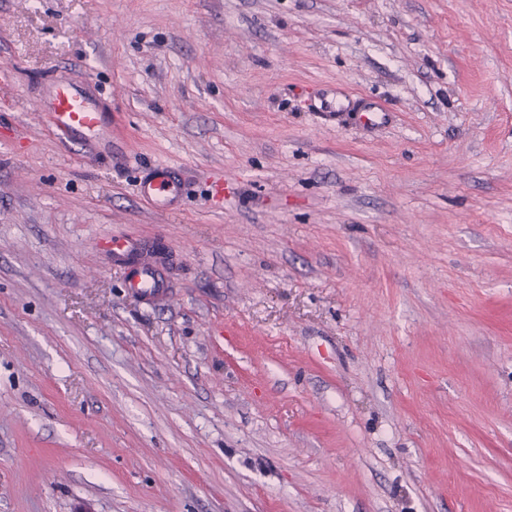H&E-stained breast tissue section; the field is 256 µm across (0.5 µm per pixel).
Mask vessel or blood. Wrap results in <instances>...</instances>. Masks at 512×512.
<instances>
[{
	"label": "vessel or blood",
	"instance_id": "1",
	"mask_svg": "<svg viewBox=\"0 0 512 512\" xmlns=\"http://www.w3.org/2000/svg\"><path fill=\"white\" fill-rule=\"evenodd\" d=\"M318 101L320 112L332 116L351 112L366 126L379 127L388 121L389 114L384 106L377 103L361 106L350 96L337 91L322 90ZM47 110L52 116L55 135L63 142L75 135L89 141L95 139L103 121L102 113L91 103L89 88L71 83L57 84ZM137 189L139 195L153 202L156 209L166 211L179 201L183 183L174 167L159 164L140 177ZM105 247L124 261L125 284L129 292L149 301L164 288L165 282L157 265L144 255L139 243L113 238L106 241Z\"/></svg>",
	"mask_w": 512,
	"mask_h": 512
}]
</instances>
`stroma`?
Masks as SVG:
<instances>
[{"mask_svg": "<svg viewBox=\"0 0 512 512\" xmlns=\"http://www.w3.org/2000/svg\"><path fill=\"white\" fill-rule=\"evenodd\" d=\"M1 68L0 512H512V0H0ZM56 138L64 143L74 135L86 140L96 138L103 121L102 112L91 104L86 86L59 82L47 105ZM317 99L319 101V106H315L317 112L328 113L331 116L354 112L360 123L372 127H379L388 122L387 109L378 103H367L361 110H357L360 100H353L348 95L328 89H323ZM137 189L139 196L153 202L156 209L166 211L179 201L183 183L174 167L158 164L140 177ZM104 247L119 260L124 261L125 284L129 292L150 301L162 288H168L155 262L143 254L139 243L112 238Z\"/></svg>", "mask_w": 512, "mask_h": 512, "instance_id": "obj_1", "label": "stroma"}]
</instances>
